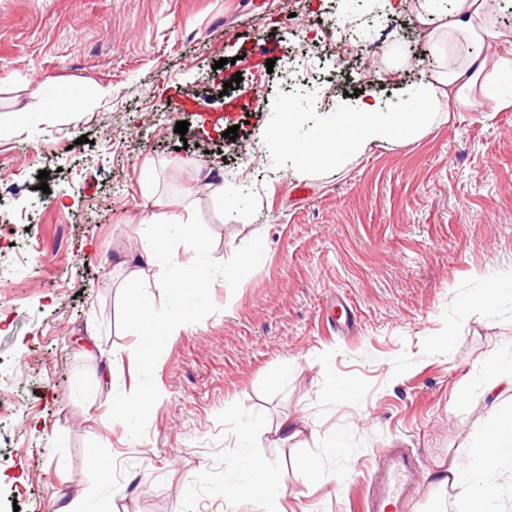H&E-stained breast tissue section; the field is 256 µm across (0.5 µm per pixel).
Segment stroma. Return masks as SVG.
Listing matches in <instances>:
<instances>
[{"mask_svg":"<svg viewBox=\"0 0 512 512\" xmlns=\"http://www.w3.org/2000/svg\"><path fill=\"white\" fill-rule=\"evenodd\" d=\"M419 12L418 0H0V512H47L55 494L76 512H360L376 455L393 450L424 484L407 512H457L462 492L438 488L435 467L494 416L488 361L512 362V108L452 112L443 97L422 137L334 167L299 170L269 142L303 92L284 85L293 65L325 79L316 112L430 80L440 62ZM339 22L384 40L363 57L348 42L340 65L317 49ZM40 83L53 97L79 88L85 111L53 100L13 125ZM201 173L242 196L236 211ZM185 205L205 267L238 249L257 259L214 284L148 368L125 311L134 226ZM114 375L124 396L160 393L132 436L112 426ZM241 421L259 429L248 452L280 473L279 497L225 502L243 478L224 458Z\"/></svg>","mask_w":512,"mask_h":512,"instance_id":"stroma-1","label":"stroma"}]
</instances>
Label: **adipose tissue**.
<instances>
[{
	"label": "adipose tissue",
	"instance_id": "1",
	"mask_svg": "<svg viewBox=\"0 0 512 512\" xmlns=\"http://www.w3.org/2000/svg\"><path fill=\"white\" fill-rule=\"evenodd\" d=\"M448 22H440L434 8H427L421 22L433 51L446 60L432 80L409 87L395 102L374 95L360 98L348 112L321 113L318 122L303 129V115L287 112L274 130L279 148L302 166L331 162L377 144H402L424 134L433 122L439 95H447L459 112H498L512 107V89H505L503 75L512 67V48L505 54L481 52L486 40L495 38L490 0H452ZM137 237L147 256L145 265L133 271V288L126 310L143 336L140 362L156 365L159 345L186 332L195 322L194 310L174 307L161 310L153 292L154 269L165 258L169 285L174 294L204 296L215 281L231 282L250 267L256 254L241 251L232 267H201L202 244L191 213L171 215L149 211L137 226ZM257 429L238 425L225 455L231 467L249 464L250 480L224 489L228 500L273 497L283 487L280 475L261 461H243L240 450L258 441ZM512 475V415L498 416L478 432L474 446L437 467L442 486L464 487L460 512H504L499 478Z\"/></svg>",
	"mask_w": 512,
	"mask_h": 512
}]
</instances>
